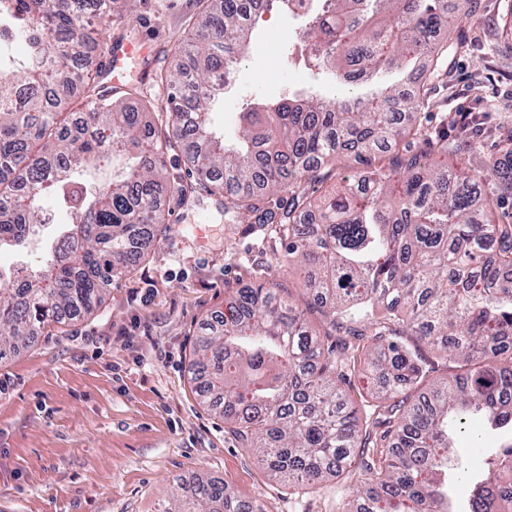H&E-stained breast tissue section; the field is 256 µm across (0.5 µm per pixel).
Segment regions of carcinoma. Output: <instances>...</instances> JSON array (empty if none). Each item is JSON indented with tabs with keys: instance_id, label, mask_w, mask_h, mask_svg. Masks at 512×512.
<instances>
[{
	"instance_id": "obj_1",
	"label": "carcinoma",
	"mask_w": 512,
	"mask_h": 512,
	"mask_svg": "<svg viewBox=\"0 0 512 512\" xmlns=\"http://www.w3.org/2000/svg\"><path fill=\"white\" fill-rule=\"evenodd\" d=\"M178 68L156 77L165 103L126 106L127 91L91 66L108 56L114 0H0V25L27 45L0 60V250L51 223L41 200L70 209L38 269L0 268V361L18 343L93 314L131 273L165 220L160 190L181 201L224 195V223L261 224L299 262L312 329L276 288L238 291L233 310L199 332L195 391L271 476L301 489H346L336 512H512V441L480 470L453 438L512 433V132L473 170L448 163V131L399 116L420 101L383 81L431 50L448 53L445 0H261L302 12L306 65L346 89L250 101L232 133L210 109L257 38L254 0H202ZM79 87L83 111L60 112ZM166 114L154 125L149 116ZM194 181L160 182L167 155ZM344 157L351 173L336 172ZM496 192L483 190L489 180ZM277 199H272V196ZM459 369L428 387L432 361ZM365 365L378 387L342 389ZM470 493L454 511L448 476ZM159 512H262L198 474Z\"/></svg>"
}]
</instances>
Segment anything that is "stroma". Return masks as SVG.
I'll return each instance as SVG.
<instances>
[{
	"instance_id": "obj_1",
	"label": "stroma",
	"mask_w": 512,
	"mask_h": 512,
	"mask_svg": "<svg viewBox=\"0 0 512 512\" xmlns=\"http://www.w3.org/2000/svg\"><path fill=\"white\" fill-rule=\"evenodd\" d=\"M465 4L461 48L439 62L422 59L409 88L423 90L421 112L449 134L460 127L459 113H472L473 136L490 154L493 130L512 128V52L499 40L512 0H448V10ZM113 10L124 20L113 26V42L143 50L124 67L123 82L162 97L143 77L177 65L198 0H137L131 10L118 0ZM300 25L275 8L263 14L258 29L275 38L274 50L256 47L239 64L220 106L226 128L256 97L331 94L300 59L293 39ZM431 70L435 78L426 79ZM166 208L165 232L113 282L100 309L48 329L0 364L9 383L0 394V512H155L177 479L196 473L223 478L230 494L263 512H336L332 487L301 496L271 477L200 404L190 380L199 324L227 313L233 292L255 281L286 284L306 307L301 268H279L276 242L252 225L225 223L223 198L202 206L170 198Z\"/></svg>"
}]
</instances>
